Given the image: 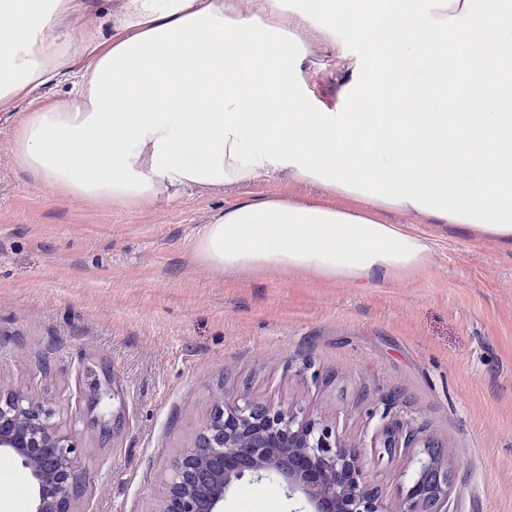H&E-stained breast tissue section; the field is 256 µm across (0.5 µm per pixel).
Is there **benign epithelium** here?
<instances>
[{
    "label": "benign epithelium",
    "mask_w": 512,
    "mask_h": 512,
    "mask_svg": "<svg viewBox=\"0 0 512 512\" xmlns=\"http://www.w3.org/2000/svg\"><path fill=\"white\" fill-rule=\"evenodd\" d=\"M96 406L115 396L112 380L89 384ZM52 409L19 391L0 390V454L18 460L32 484L30 512H81V446L53 421ZM333 431L309 416L266 403L217 410L173 468L159 512H222L245 475L276 480L300 507L293 512H391L366 480L362 453L336 445ZM419 431L386 426L371 447L414 448ZM452 470L437 450L417 460L398 512H448Z\"/></svg>",
    "instance_id": "obj_1"
}]
</instances>
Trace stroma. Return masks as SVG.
Masks as SVG:
<instances>
[{
  "label": "stroma",
  "instance_id": "obj_1",
  "mask_svg": "<svg viewBox=\"0 0 512 512\" xmlns=\"http://www.w3.org/2000/svg\"><path fill=\"white\" fill-rule=\"evenodd\" d=\"M340 102L331 50L302 64ZM29 100L0 104V387L31 389L82 443L85 512H157L171 467L221 403L271 402L324 420L365 452L398 512L426 447H371L383 424L420 430L456 466L453 512H512V249L402 211L426 266L374 288L275 268L225 272L195 243L230 203L323 197L280 175L171 190L147 211L58 196L18 168ZM120 394L92 406L90 375ZM31 483L0 456V512ZM275 482L235 483L223 512H291Z\"/></svg>",
  "mask_w": 512,
  "mask_h": 512
}]
</instances>
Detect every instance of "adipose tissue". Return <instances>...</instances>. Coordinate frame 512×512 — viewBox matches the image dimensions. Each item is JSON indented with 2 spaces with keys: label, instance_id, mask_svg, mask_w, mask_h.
Segmentation results:
<instances>
[{
  "label": "adipose tissue",
  "instance_id": "1",
  "mask_svg": "<svg viewBox=\"0 0 512 512\" xmlns=\"http://www.w3.org/2000/svg\"><path fill=\"white\" fill-rule=\"evenodd\" d=\"M354 2L373 27L308 0H119L105 36L88 0H0V103L75 87L28 113L14 161L53 194L122 209L283 172L330 192L225 207L196 251L227 272L411 275L430 247L386 210L512 247V0ZM315 43L351 63L339 109L300 70Z\"/></svg>",
  "mask_w": 512,
  "mask_h": 512
}]
</instances>
